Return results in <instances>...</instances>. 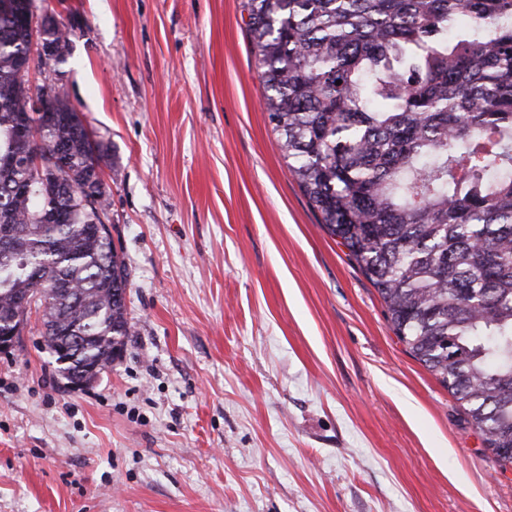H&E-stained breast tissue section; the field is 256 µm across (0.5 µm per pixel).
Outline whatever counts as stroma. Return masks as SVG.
Masks as SVG:
<instances>
[{
  "label": "stroma",
  "instance_id": "1",
  "mask_svg": "<svg viewBox=\"0 0 512 512\" xmlns=\"http://www.w3.org/2000/svg\"><path fill=\"white\" fill-rule=\"evenodd\" d=\"M243 0H35L95 140L134 325L67 387L0 353V512H512L447 389L330 236L261 106ZM43 25V47L45 54L38 51V63L48 65L50 61L59 63L70 55L72 42L69 33L60 29L57 24L51 20L44 19Z\"/></svg>",
  "mask_w": 512,
  "mask_h": 512
}]
</instances>
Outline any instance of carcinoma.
Segmentation results:
<instances>
[{"instance_id": "obj_1", "label": "carcinoma", "mask_w": 512, "mask_h": 512, "mask_svg": "<svg viewBox=\"0 0 512 512\" xmlns=\"http://www.w3.org/2000/svg\"><path fill=\"white\" fill-rule=\"evenodd\" d=\"M30 2L0 0V333L28 299L61 376L93 380L131 335L129 273L99 235L102 143L63 86L28 84ZM243 8L288 171L410 354L512 467V0ZM42 25L38 63L64 61L69 33ZM34 96L52 123L27 111ZM57 144L64 169L16 163Z\"/></svg>"}]
</instances>
